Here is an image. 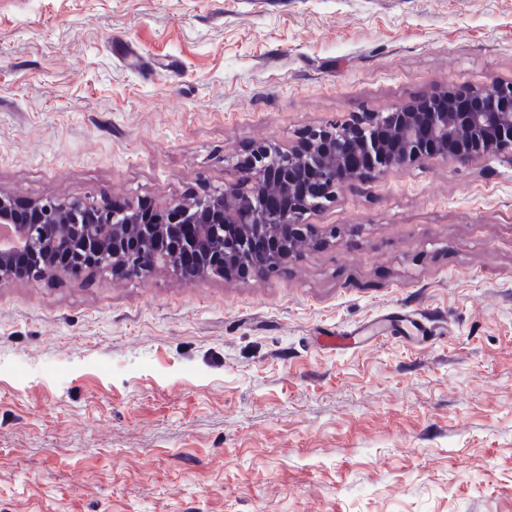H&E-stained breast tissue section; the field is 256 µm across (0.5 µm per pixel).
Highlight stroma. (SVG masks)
Wrapping results in <instances>:
<instances>
[{"label":"stroma","instance_id":"1","mask_svg":"<svg viewBox=\"0 0 512 512\" xmlns=\"http://www.w3.org/2000/svg\"><path fill=\"white\" fill-rule=\"evenodd\" d=\"M512 80V0H0V190L161 206ZM263 278L0 283V512H512V157L340 188Z\"/></svg>","mask_w":512,"mask_h":512}]
</instances>
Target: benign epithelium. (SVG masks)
<instances>
[{"label": "benign epithelium", "mask_w": 512, "mask_h": 512, "mask_svg": "<svg viewBox=\"0 0 512 512\" xmlns=\"http://www.w3.org/2000/svg\"><path fill=\"white\" fill-rule=\"evenodd\" d=\"M501 154L512 156V81L491 80L328 122L286 149L260 144L238 160V185L169 203L153 217L135 204L114 209L74 199L51 207L38 202L23 222L12 196L0 192V227L15 239L0 248V281L79 275L82 265L122 274L128 258L188 282L231 277L242 262L250 264V275L265 276L296 257L301 244H319L316 226L303 216L333 198L337 187L369 171L402 170L433 157L464 165ZM61 226L68 236L64 254L45 247ZM285 227L288 247L251 253L255 239L276 243ZM18 255L27 257L24 271L15 268Z\"/></svg>", "instance_id": "benign-epithelium-1"}]
</instances>
